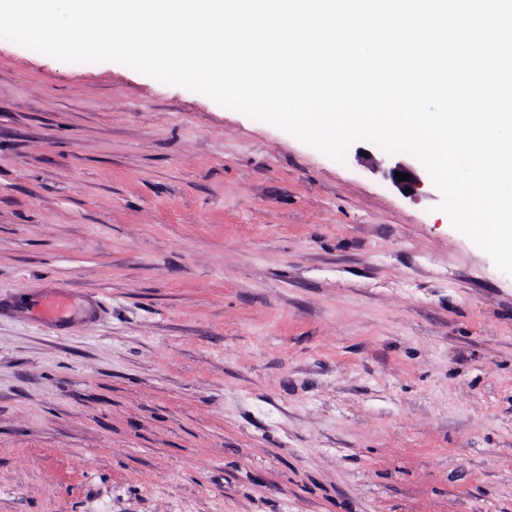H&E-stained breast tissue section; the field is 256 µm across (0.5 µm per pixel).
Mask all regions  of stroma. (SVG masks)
<instances>
[{
	"label": "stroma",
	"instance_id": "1",
	"mask_svg": "<svg viewBox=\"0 0 512 512\" xmlns=\"http://www.w3.org/2000/svg\"><path fill=\"white\" fill-rule=\"evenodd\" d=\"M356 154L0 39V512H512V276ZM22 304L36 319L58 324L65 323L76 311L69 293L61 288H49L38 297L28 296Z\"/></svg>",
	"mask_w": 512,
	"mask_h": 512
}]
</instances>
